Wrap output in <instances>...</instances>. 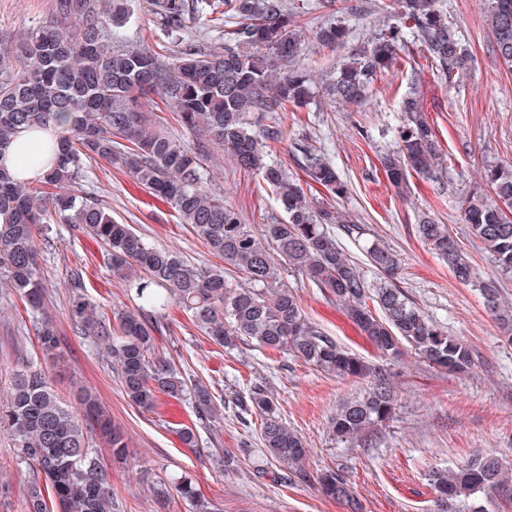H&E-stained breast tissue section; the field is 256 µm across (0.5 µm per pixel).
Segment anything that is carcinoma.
I'll return each mask as SVG.
<instances>
[{"label": "carcinoma", "mask_w": 512, "mask_h": 512, "mask_svg": "<svg viewBox=\"0 0 512 512\" xmlns=\"http://www.w3.org/2000/svg\"><path fill=\"white\" fill-rule=\"evenodd\" d=\"M485 2L493 50L512 70V0ZM220 5L224 11L217 17ZM151 8L157 27L168 35L190 19L212 16L225 27L224 47L206 53L186 43L170 65L149 49L123 47L134 16L128 0H54L52 14L21 42L0 38V153L25 130L60 127L55 162L37 185L22 183L0 167V287L32 309L42 303L36 257L52 224H72L100 243L113 273L136 274L130 287L140 305L110 317L78 293L73 329L105 345L123 396L147 412L160 394L179 399L189 392L200 416L214 418L218 412L205 385L187 383L155 355L159 312L174 301L216 345L232 350L254 344L338 379L367 380L363 393L344 399L332 413L329 424L336 438L362 439L390 419L397 399L393 374L342 347L312 322L285 281V268L305 275L341 305L382 358L397 359L410 351L436 370L471 371L470 345L426 318L397 285L399 255L372 242L366 261L383 281L370 283L328 228L339 224L350 235L359 230L353 218L315 208L299 180L271 160L283 140L278 124L251 127L252 113L285 112L315 94L311 74L292 66L301 50L299 12L289 9L287 0H153ZM388 8L398 23L359 44L348 45L350 28L341 19L332 17L320 27L317 36L324 46L348 47L321 82L320 92L328 100L363 105L378 76L403 56L412 81H418L411 66L417 50L450 80L467 74L471 54L440 0H389ZM154 96L177 112L187 130L221 147L239 169L260 176L284 217L248 224L223 195L206 189V146L192 150L177 143L156 118L147 116L146 101ZM398 107L402 120L396 150L382 156L380 164L389 183L404 194L414 175L439 181L447 159L419 92L405 94ZM293 156L330 196L347 195V183L315 144L301 140ZM92 161L117 166L170 204L224 267L198 266L170 249L153 247L132 225L114 219L99 199L78 189ZM63 185L72 190L58 192ZM463 221L496 266L511 272L512 166L485 168L482 186L465 197ZM418 234L455 280L478 289L497 320L512 331V314L501 301L498 282L479 276L448 225L423 213ZM369 299L382 315L372 313ZM36 336L43 353L53 354L58 347L54 328L43 325ZM249 402L260 418L267 458L297 478L307 477L306 444L281 418L272 392L256 383ZM78 403L75 410L62 401L40 369L22 367L11 377L9 395L0 404V426L13 433L21 462L41 475L31 486L26 512H112V483L90 440L101 433L119 459L128 448L91 391H82ZM315 482L347 512H361L344 471L325 469ZM428 482L434 512H462L465 499L468 512H484L480 495L503 486L507 476L496 457L477 455L459 467L431 471ZM173 486L193 512H218L191 478L180 477Z\"/></svg>", "instance_id": "carcinoma-1"}]
</instances>
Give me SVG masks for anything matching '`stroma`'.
Masks as SVG:
<instances>
[{"mask_svg": "<svg viewBox=\"0 0 512 512\" xmlns=\"http://www.w3.org/2000/svg\"><path fill=\"white\" fill-rule=\"evenodd\" d=\"M287 3L302 9L303 44L297 63L316 76L336 60L335 52L316 37L329 12L350 21L358 38L392 20L387 0H336L330 10L322 8V0ZM358 3L363 4V12L351 13V6ZM132 6L136 21L128 31L130 46L152 49L170 61L189 41L205 50L224 44L223 29L210 27L205 20L188 22L180 34L169 36L157 28L150 0H132ZM445 7L473 54V66L451 82L430 61L420 62L427 117L448 156L441 175L443 195L414 176L410 194L400 196L379 168V155L395 146L397 103L411 86L409 72L400 66L378 78L362 108L317 97L300 108L255 114L253 120L259 126L280 123L284 140L275 160L299 179L310 200L354 218L361 235L340 231L336 239L363 264L369 282H376L378 276L365 264L366 245L376 240L399 254L400 288L444 331L471 345L472 371L451 375L405 354L392 367L397 391L392 419L366 442L351 445L336 440L328 416L339 400L362 393L366 381L341 380L268 349L245 344L224 349L173 303L166 310L167 329L157 335L156 347L173 359L184 378L208 387L222 415L216 421L200 418L187 396L178 400L162 396L154 411H141L123 397L104 348L94 338L74 335L69 271L82 269L85 295L105 313L135 309L139 301L125 281L113 275L97 242L70 225H53L49 244L38 250L45 286L40 311L26 313L14 295L0 290V401L8 394L12 371L21 365L43 369L63 400H72L81 386L95 392L129 450L126 460L115 461L104 442L94 443L112 482L114 512H190L177 494L159 498L154 493L155 487L184 474L222 512H346L342 504L323 497L311 479L328 467L346 472L362 512H431L428 471L456 466L477 452L495 456L512 474V342L499 331L479 292L458 283L416 231L423 212L448 225L479 274L497 278L503 302L512 304V273L495 267L461 218L463 200L480 183L484 168L512 165V72L491 53L484 0H445ZM51 12L52 0H0V35L20 41ZM305 136L321 147L347 181L345 197H330L294 163L293 144ZM205 158L206 188L222 194L246 223L263 224L279 215L278 204L261 178L241 171L218 146H210ZM82 188L107 204L114 218L132 225L146 242L196 264L217 265V258L180 222L172 207L129 175L94 163ZM287 282L323 332L368 361H377V352L339 305L306 277L291 273ZM44 321L58 333L59 349L51 358L42 353L35 338L37 324ZM257 382L272 390L282 418L304 437L308 480L291 478L287 468L267 460L259 421L245 405L250 386ZM184 425L197 429L198 450L182 444L178 431ZM33 480L32 470L18 461L10 434L0 429V512H25Z\"/></svg>", "mask_w": 512, "mask_h": 512, "instance_id": "35a3bbf8", "label": "stroma"}]
</instances>
